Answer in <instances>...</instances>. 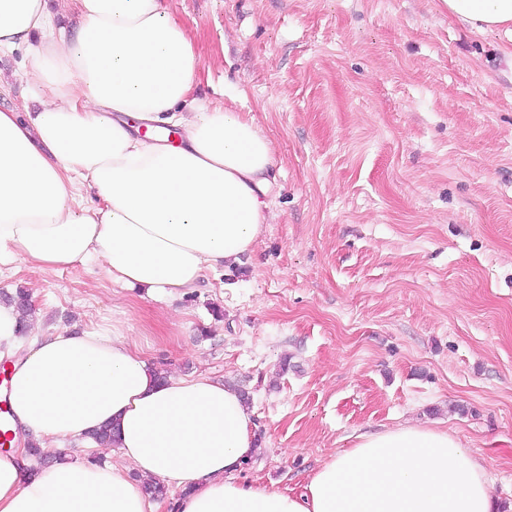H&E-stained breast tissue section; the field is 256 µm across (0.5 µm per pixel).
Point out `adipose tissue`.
<instances>
[{
	"instance_id": "1",
	"label": "adipose tissue",
	"mask_w": 512,
	"mask_h": 512,
	"mask_svg": "<svg viewBox=\"0 0 512 512\" xmlns=\"http://www.w3.org/2000/svg\"><path fill=\"white\" fill-rule=\"evenodd\" d=\"M0 0V51H22L37 109L0 110V271L101 265L149 293L195 288L238 264L267 222L276 159L251 120L199 98L202 60L164 0ZM512 62V0H440ZM0 305L13 359V429L41 447L84 446L114 422L121 464L63 458L39 472L0 454V512H152L142 482L186 489L178 512H497L485 466L448 431L406 425L358 435L301 494L242 484L253 411L206 375L158 379L120 333L20 334Z\"/></svg>"
}]
</instances>
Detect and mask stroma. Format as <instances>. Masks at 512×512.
I'll return each mask as SVG.
<instances>
[{"label":"stroma","mask_w":512,"mask_h":512,"mask_svg":"<svg viewBox=\"0 0 512 512\" xmlns=\"http://www.w3.org/2000/svg\"><path fill=\"white\" fill-rule=\"evenodd\" d=\"M197 92L272 143V218L184 294L101 266L0 275L41 334L119 331L178 376L247 388L262 452L235 475L293 494L364 431L448 430L512 512V65L437 0H165ZM0 53V110L36 107ZM287 372H280L282 359Z\"/></svg>","instance_id":"35a3bbf8"}]
</instances>
